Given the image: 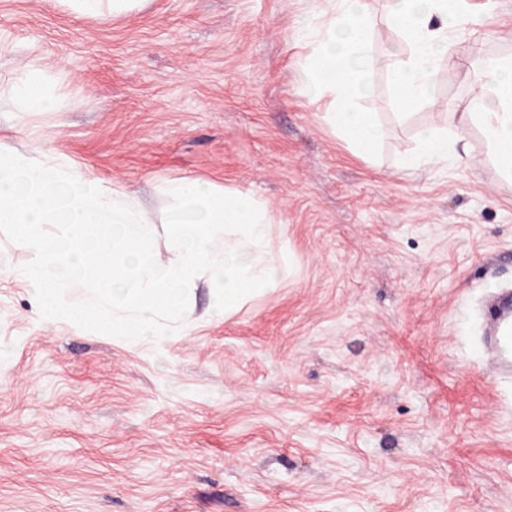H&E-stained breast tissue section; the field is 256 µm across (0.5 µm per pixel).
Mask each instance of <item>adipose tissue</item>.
Returning a JSON list of instances; mask_svg holds the SVG:
<instances>
[{"mask_svg": "<svg viewBox=\"0 0 512 512\" xmlns=\"http://www.w3.org/2000/svg\"><path fill=\"white\" fill-rule=\"evenodd\" d=\"M320 19L302 18L301 39L313 47L301 62L299 93L309 102L327 101L326 122L352 146L368 150L382 137L376 113L355 109L354 102L368 91L362 66L370 62L369 15L371 0H329ZM389 24L409 47L406 58L388 61L387 68L399 105L433 106L442 66L450 61L451 37L458 31L483 26L486 15L472 11L468 0H385ZM484 79L467 101L466 118L479 127L500 168L506 187H512V56L481 61ZM50 80L32 67L23 77L0 62V91L8 90L29 112L50 109ZM419 149L404 155L402 166L456 163L462 155L461 134L424 128L418 133Z\"/></svg>", "mask_w": 512, "mask_h": 512, "instance_id": "adipose-tissue-1", "label": "adipose tissue"}]
</instances>
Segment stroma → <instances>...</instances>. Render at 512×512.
I'll return each instance as SVG.
<instances>
[{
    "label": "stroma",
    "mask_w": 512,
    "mask_h": 512,
    "mask_svg": "<svg viewBox=\"0 0 512 512\" xmlns=\"http://www.w3.org/2000/svg\"><path fill=\"white\" fill-rule=\"evenodd\" d=\"M327 0H149L106 19L0 0V59L65 73L51 112L0 96V148L68 158L148 193L184 176L250 192L274 221L276 292L132 345L32 315L25 252L0 233V512H512V384L473 340L512 289V190L463 120L479 57L512 55V0L458 37L437 103L369 152L298 92L300 15ZM422 127L460 131L459 166L403 171Z\"/></svg>",
    "instance_id": "1"
}]
</instances>
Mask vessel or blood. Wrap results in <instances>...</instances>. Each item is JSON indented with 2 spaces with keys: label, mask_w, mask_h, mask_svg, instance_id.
<instances>
[{
  "label": "vessel or blood",
  "mask_w": 512,
  "mask_h": 512,
  "mask_svg": "<svg viewBox=\"0 0 512 512\" xmlns=\"http://www.w3.org/2000/svg\"><path fill=\"white\" fill-rule=\"evenodd\" d=\"M487 329L478 347L494 375L512 380V296L498 295L486 307Z\"/></svg>",
  "instance_id": "vessel-or-blood-1"
}]
</instances>
